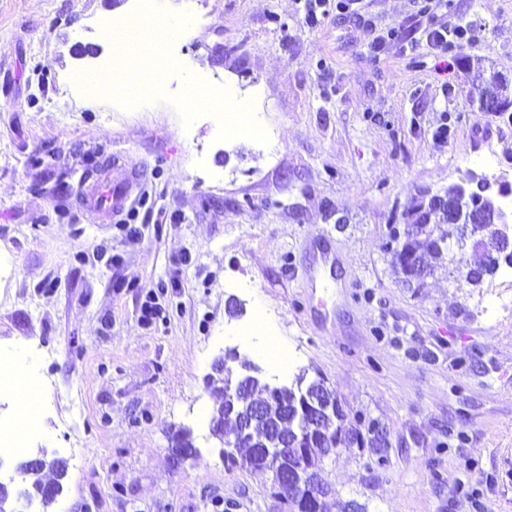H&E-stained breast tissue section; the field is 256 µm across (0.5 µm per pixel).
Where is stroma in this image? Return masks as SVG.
<instances>
[{
    "label": "stroma",
    "instance_id": "obj_1",
    "mask_svg": "<svg viewBox=\"0 0 512 512\" xmlns=\"http://www.w3.org/2000/svg\"><path fill=\"white\" fill-rule=\"evenodd\" d=\"M425 3L353 0L310 24L303 0H174L194 28L174 50L198 69L128 105L75 77L112 58L139 0H0V354L43 379L30 452L80 453L54 512H288L211 434L227 353L277 385L323 378L383 430V448L319 464L322 512H512V277L468 286L453 250L409 286L386 248L420 191L512 167V124L473 104L462 66L512 79V0H440L438 22L472 29L445 57L408 37ZM191 81L233 86L266 138L184 122ZM132 167L131 214L86 209L88 185ZM260 303L287 372L261 353ZM182 429L198 459L174 455Z\"/></svg>",
    "mask_w": 512,
    "mask_h": 512
}]
</instances>
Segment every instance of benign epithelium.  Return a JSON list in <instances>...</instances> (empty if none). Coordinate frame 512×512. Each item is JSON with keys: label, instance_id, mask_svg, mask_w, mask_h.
Here are the masks:
<instances>
[{"label": "benign epithelium", "instance_id": "1", "mask_svg": "<svg viewBox=\"0 0 512 512\" xmlns=\"http://www.w3.org/2000/svg\"><path fill=\"white\" fill-rule=\"evenodd\" d=\"M457 192L468 202V215L462 218L448 213V228L451 235H458L471 228L481 230L482 237L477 247L498 263L512 260V216L501 205L505 197L512 195L511 189L501 188L490 191L484 179L471 173L455 184ZM406 245V229L395 227L391 233L389 253L393 263L403 261ZM216 370L224 374V405H234L256 381L260 370L252 368L240 374L224 359H219ZM336 412V403L332 402L327 388L321 383L311 385L302 395L300 403L293 408L295 425L286 431L276 423H271L269 436L261 447L255 449L248 461L251 470L261 476L270 477L277 494L285 500L317 502L324 494L319 475L315 471L316 462L336 453L338 444L329 423V417ZM266 416L265 410L256 406L248 413H236L220 409L211 419V433L224 446V456L239 459L238 449L251 443L250 422ZM314 430L321 435V447L295 449L303 435V428ZM280 461V467L270 470L265 463L271 458Z\"/></svg>", "mask_w": 512, "mask_h": 512}]
</instances>
